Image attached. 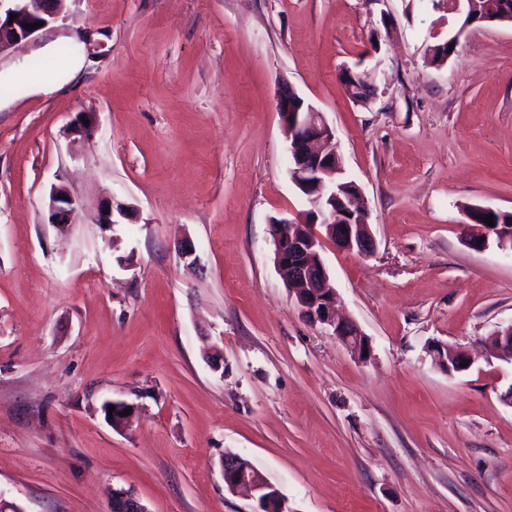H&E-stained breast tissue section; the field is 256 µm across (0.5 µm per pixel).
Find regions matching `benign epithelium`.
Returning a JSON list of instances; mask_svg holds the SVG:
<instances>
[{
  "mask_svg": "<svg viewBox=\"0 0 512 512\" xmlns=\"http://www.w3.org/2000/svg\"><path fill=\"white\" fill-rule=\"evenodd\" d=\"M11 5L0 10V49L34 40L38 33L47 29L60 17L65 0H9ZM475 0H446L445 9L450 15L448 36L460 38L475 28L469 19ZM15 20H10V15ZM36 22L42 26L32 30L27 25ZM276 111L282 121L288 142V173L295 188L308 194L312 209L301 216L278 219L273 227L275 261L303 318L331 331L360 361L366 360L364 350L370 349L368 338L352 321L336 313V290L329 287V271L321 256L324 241L334 244L336 250L347 254L370 256L375 252L376 242L370 232L368 217L360 216L355 223L346 221V215L336 212L329 202L339 198L336 188L341 186L344 167L337 149L335 133L324 113L313 104L305 103L295 89L285 83L277 94ZM77 205L76 199L65 188L52 195L50 223L59 228L70 224V217ZM131 207L125 204L106 205L99 211L96 223L107 225V229L118 224V217L130 215ZM324 232H319L316 227ZM495 235L497 245L512 250V223L482 227L479 235L467 236L469 247L481 251L488 245L490 235ZM489 355L512 363V326L498 330L485 340ZM434 363L450 374L464 371L461 363L468 360L467 354L453 346L435 345L430 349ZM108 404L117 411H129L121 415L120 422L113 418L106 421L116 429L128 425L135 407L122 400H110ZM224 487L232 492L245 489L256 495L259 512H287L280 494L246 458L232 453L224 455L222 461ZM110 512H149L147 507L132 492L116 489L112 495Z\"/></svg>",
  "mask_w": 512,
  "mask_h": 512,
  "instance_id": "benign-epithelium-1",
  "label": "benign epithelium"
}]
</instances>
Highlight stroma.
Listing matches in <instances>:
<instances>
[{
  "label": "stroma",
  "instance_id": "obj_1",
  "mask_svg": "<svg viewBox=\"0 0 512 512\" xmlns=\"http://www.w3.org/2000/svg\"><path fill=\"white\" fill-rule=\"evenodd\" d=\"M447 33L431 0H66L0 53V497L109 512L124 488L149 512H254L224 488L232 451L288 512H512V364L483 347L512 325V252L465 241L467 209L512 212V23L430 64ZM66 45L73 77L18 80ZM283 80L324 112L369 211L373 255L322 251L364 361L275 264L272 220L308 208ZM58 186L79 200L63 233ZM109 200L134 213L106 235ZM437 343L472 366L444 372ZM107 400L137 406L127 428Z\"/></svg>",
  "mask_w": 512,
  "mask_h": 512
}]
</instances>
